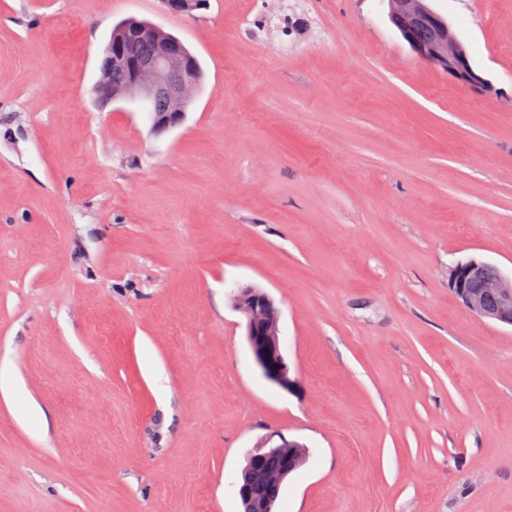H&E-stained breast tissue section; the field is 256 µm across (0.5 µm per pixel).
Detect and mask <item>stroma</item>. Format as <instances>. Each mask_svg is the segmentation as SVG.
Wrapping results in <instances>:
<instances>
[{
    "mask_svg": "<svg viewBox=\"0 0 512 512\" xmlns=\"http://www.w3.org/2000/svg\"><path fill=\"white\" fill-rule=\"evenodd\" d=\"M432 5L484 94L385 0H0V512H241L272 432L309 453L280 512H512V327L448 282L512 272V0ZM127 18L205 71L160 136L94 100ZM388 18L411 51L420 59L442 68L474 91L486 80L473 68L464 43L447 19L432 8V0H385ZM232 304L246 318L248 345L266 376L281 389L292 391L295 381L290 376L279 337L281 312L272 297L263 289L241 285L233 293Z\"/></svg>",
    "mask_w": 512,
    "mask_h": 512,
    "instance_id": "35a3bbf8",
    "label": "stroma"
}]
</instances>
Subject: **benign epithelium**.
I'll use <instances>...</instances> for the list:
<instances>
[{
  "mask_svg": "<svg viewBox=\"0 0 512 512\" xmlns=\"http://www.w3.org/2000/svg\"><path fill=\"white\" fill-rule=\"evenodd\" d=\"M388 18L411 51L420 59L448 72L461 84L475 90L487 86L473 68L464 43L456 36L447 19L430 5L431 0H387ZM166 10L185 15L202 6L201 0H163ZM123 29L153 41L151 56L129 59L120 48L122 37L112 44V66L129 75L124 87L111 90L109 75L98 79V92L109 102L133 99H163L168 108L153 117L156 127L179 125L196 96L198 76L187 47L162 28L130 19ZM455 297L482 318L512 326V276L489 262L470 258L457 262L449 274ZM233 307L246 318V338L253 357L266 376L291 391L295 381L280 344L281 312L272 297L251 285L237 287ZM260 448H282L280 467L264 475L262 484L253 485L250 475L241 476L238 494L246 503V512H273L272 505L284 484L285 474L295 467V441L266 437Z\"/></svg>",
  "mask_w": 512,
  "mask_h": 512,
  "instance_id": "benign-epithelium-1",
  "label": "benign epithelium"
}]
</instances>
